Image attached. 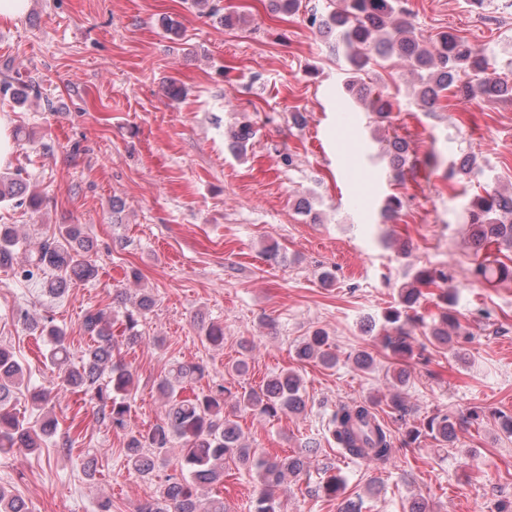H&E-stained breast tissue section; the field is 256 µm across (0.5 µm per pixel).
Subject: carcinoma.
I'll return each instance as SVG.
<instances>
[{
  "label": "carcinoma",
  "mask_w": 512,
  "mask_h": 512,
  "mask_svg": "<svg viewBox=\"0 0 512 512\" xmlns=\"http://www.w3.org/2000/svg\"><path fill=\"white\" fill-rule=\"evenodd\" d=\"M406 13L403 0H339L331 22L336 29V51L347 56L354 71L346 81L350 90L357 87L358 74L365 67L379 58L395 55L420 72L419 99L426 107L437 105L441 93L460 80L471 94L492 99L512 98V83L490 70L485 57L467 40L445 33L438 38L432 52L407 22L397 19ZM0 92L23 100L37 90L32 82L16 88L6 79L0 83ZM408 152V142L397 134L382 147V153L390 157L400 175ZM2 200H13L15 204L33 210L42 204L41 196L29 191L27 183L18 174L12 177L0 174ZM401 206L399 197H386L380 209V223H387ZM467 214L475 248L494 244L499 251L512 250V197L504 196L488 185L484 187V194H477L469 201ZM19 245L20 236L15 226L0 224V267L13 266ZM92 250L93 242L85 236L80 225L64 224L57 233L25 250V264L20 276L34 280L46 271L54 270L58 275L45 280L44 287L49 294L60 296L66 290L68 279L87 280L97 275L90 255ZM475 272L486 280H512V265L497 258L479 263ZM446 280L448 275L442 270L418 269L413 281L399 289V306L384 315L379 343L385 355L392 359L388 372L393 381L387 406L401 418L408 413L401 388L409 382V360L414 357L409 328L412 317L408 310L422 295L420 287ZM439 300L445 305V312L432 328L428 340L433 345L449 347L463 360L465 352L460 339L467 333L451 310L455 295L445 291L439 295ZM154 305L153 297L144 293L131 308L122 312L121 338L127 345L135 346L144 341L140 326ZM18 319L23 325L38 330L49 345L48 358L58 369L62 388L90 396L97 404L102 422L116 431L126 430L135 375L116 356L118 344L112 332V326L118 320L116 311H86L83 326L92 344L83 350L76 363L72 361L71 347L61 327L51 320L33 321L23 311ZM295 356L301 362L316 360L328 369L336 366L331 336L322 328L312 330L301 339L296 345ZM202 373L203 368L198 364H171L158 384L164 407L161 421L128 433L124 448L126 465L147 480L153 478L158 464L166 461L169 448L176 442L181 445L180 471L168 475L165 484L156 489L138 512H226L223 499L205 501L199 496L198 489L224 482V464L229 462L246 466L257 474L261 488L255 499L254 512H278L276 489L288 477L307 472L308 455L294 452L279 456L249 448L242 441L237 421L224 412V407L232 395L235 413L266 418L298 414L306 406L302 378L295 370L288 369L257 388L238 391L234 395L222 384L190 396L184 395L186 385ZM25 384L23 367L9 350L0 347V452L14 448L37 449L55 431L54 420L46 416L36 425L8 410L13 395ZM375 402L373 398L367 403H344L330 414L326 430L342 456L368 464H385L390 460L392 437L373 411ZM460 421L453 411L438 413L421 426L407 429L405 443L414 444L426 435L446 448L453 444ZM344 490V478L334 471V467L326 468L316 494L337 499ZM0 512H29V508L24 499L0 487Z\"/></svg>",
  "instance_id": "obj_1"
}]
</instances>
